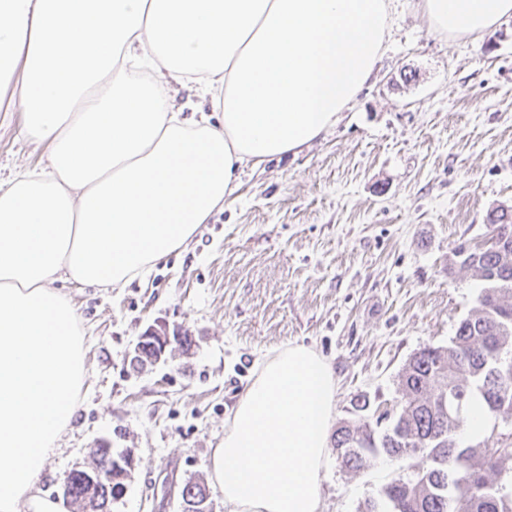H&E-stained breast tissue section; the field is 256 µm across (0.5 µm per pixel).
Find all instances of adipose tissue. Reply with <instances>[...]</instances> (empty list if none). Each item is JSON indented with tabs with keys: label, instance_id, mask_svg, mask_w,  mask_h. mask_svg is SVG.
Returning <instances> with one entry per match:
<instances>
[{
	"label": "adipose tissue",
	"instance_id": "ef3b65f1",
	"mask_svg": "<svg viewBox=\"0 0 512 512\" xmlns=\"http://www.w3.org/2000/svg\"><path fill=\"white\" fill-rule=\"evenodd\" d=\"M389 0H0V96L40 167L0 178V512H64L36 486L79 408L78 312L57 282L147 275L247 163L299 151L371 77ZM483 32L512 0H419ZM207 101L185 115L174 87ZM331 365L304 345L246 387L211 470L229 512H320Z\"/></svg>",
	"mask_w": 512,
	"mask_h": 512
}]
</instances>
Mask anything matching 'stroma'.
Returning <instances> with one entry per match:
<instances>
[{
  "label": "stroma",
  "instance_id": "35a3bbf8",
  "mask_svg": "<svg viewBox=\"0 0 512 512\" xmlns=\"http://www.w3.org/2000/svg\"><path fill=\"white\" fill-rule=\"evenodd\" d=\"M0 127V174L41 164L45 149ZM241 186L144 279L63 285L86 339L78 413L39 478L64 476L105 441L136 463L110 512H179L186 481L210 482V458L264 355L312 347L336 378V417L357 395L398 412V374L445 346L481 282L449 269L459 246L488 240L487 215L512 209V17L481 36L436 31L415 0H390L372 77L334 127L299 153L245 167ZM156 323L192 337L167 363L130 367ZM398 473L379 459L322 469V512H358Z\"/></svg>",
  "mask_w": 512,
  "mask_h": 512
}]
</instances>
